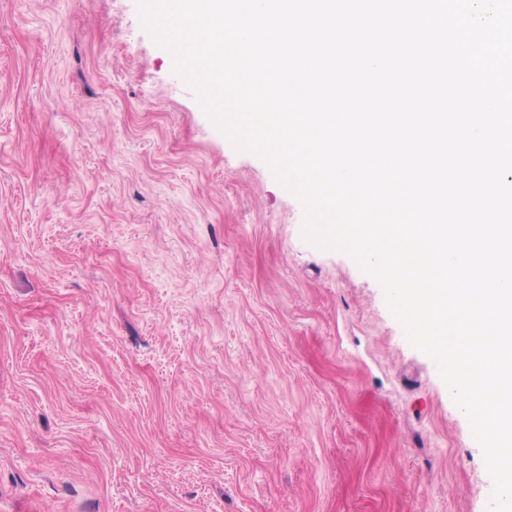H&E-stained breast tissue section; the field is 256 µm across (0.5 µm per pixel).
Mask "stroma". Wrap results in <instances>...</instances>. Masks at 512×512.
<instances>
[{
    "instance_id": "1",
    "label": "stroma",
    "mask_w": 512,
    "mask_h": 512,
    "mask_svg": "<svg viewBox=\"0 0 512 512\" xmlns=\"http://www.w3.org/2000/svg\"><path fill=\"white\" fill-rule=\"evenodd\" d=\"M135 0H0V512H489L378 283Z\"/></svg>"
}]
</instances>
